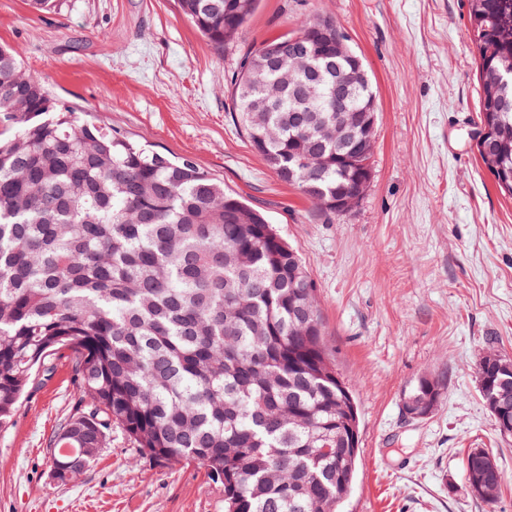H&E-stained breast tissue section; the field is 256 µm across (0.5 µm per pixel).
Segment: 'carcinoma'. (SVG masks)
I'll return each mask as SVG.
<instances>
[{
  "label": "carcinoma",
  "mask_w": 512,
  "mask_h": 512,
  "mask_svg": "<svg viewBox=\"0 0 512 512\" xmlns=\"http://www.w3.org/2000/svg\"><path fill=\"white\" fill-rule=\"evenodd\" d=\"M259 0H177L211 43L237 36ZM479 60V117L503 138L512 199V73L496 62L512 42L482 27L512 0H468ZM316 20L247 54L234 82L236 116L278 179L317 205L357 192L336 166V142L302 143L296 110L336 120L334 87L305 104L288 88L267 99L280 71L263 50L317 41ZM0 427L9 424L36 369L71 365L78 398L53 440L83 431L103 448L121 429L139 455L161 465L194 461L224 486V512H342L356 475L358 421L329 359L317 290L299 254L265 216L224 190L189 158L175 160L75 113L0 48ZM422 377L402 403L438 404Z\"/></svg>",
  "instance_id": "obj_1"
}]
</instances>
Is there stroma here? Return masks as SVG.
I'll use <instances>...</instances> for the list:
<instances>
[{
	"instance_id": "35a3bbf8",
	"label": "stroma",
	"mask_w": 512,
	"mask_h": 512,
	"mask_svg": "<svg viewBox=\"0 0 512 512\" xmlns=\"http://www.w3.org/2000/svg\"><path fill=\"white\" fill-rule=\"evenodd\" d=\"M317 16L349 36L378 105L371 183L331 220L251 148L232 96L243 54ZM0 45L77 116L191 158L305 259L360 414L344 512H512V438L499 434L476 374L487 354L512 358V200L473 146L480 88L468 0H261L222 47L174 0H66L51 12L0 0ZM423 376L442 397L412 421L402 398ZM76 397L59 364L0 427V512H224V488L201 465L153 464L117 429L91 467L55 481L50 441ZM476 448L502 475L491 507L467 487Z\"/></svg>"
}]
</instances>
